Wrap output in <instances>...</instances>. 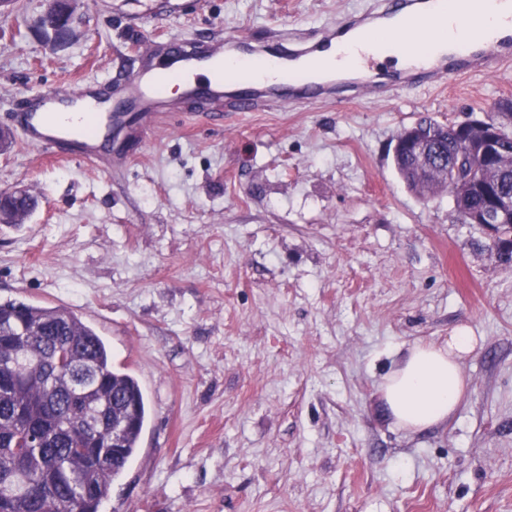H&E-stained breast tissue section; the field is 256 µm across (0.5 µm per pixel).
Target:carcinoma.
Listing matches in <instances>:
<instances>
[{
    "mask_svg": "<svg viewBox=\"0 0 512 512\" xmlns=\"http://www.w3.org/2000/svg\"><path fill=\"white\" fill-rule=\"evenodd\" d=\"M439 161L417 173V157L402 151L394 167L407 187L420 197L448 191L464 216L482 208L476 193L463 200L448 169V155L457 149L446 136L434 144ZM0 362L11 383L0 387V512H98L112 483L124 472L138 447L148 418L145 392L130 373L112 364L106 342L77 315L63 307L37 306L23 300L0 302ZM73 352L69 376L56 372V345ZM131 403L133 424L122 436L121 455L106 465L92 466L73 448L91 442L110 450L112 400ZM29 408L19 421L16 408ZM40 431L36 442L24 430Z\"/></svg>",
    "mask_w": 512,
    "mask_h": 512,
    "instance_id": "cac0c4a2",
    "label": "carcinoma"
}]
</instances>
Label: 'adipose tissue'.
<instances>
[{"instance_id": "ef3b65f1", "label": "adipose tissue", "mask_w": 512, "mask_h": 512, "mask_svg": "<svg viewBox=\"0 0 512 512\" xmlns=\"http://www.w3.org/2000/svg\"><path fill=\"white\" fill-rule=\"evenodd\" d=\"M475 346V338L461 328L445 342H414L397 350L378 387L393 425L420 433L446 424L467 394L464 362Z\"/></svg>"}]
</instances>
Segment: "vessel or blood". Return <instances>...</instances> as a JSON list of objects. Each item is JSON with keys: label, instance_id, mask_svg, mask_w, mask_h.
<instances>
[{"label": "vessel or blood", "instance_id": "1", "mask_svg": "<svg viewBox=\"0 0 512 512\" xmlns=\"http://www.w3.org/2000/svg\"><path fill=\"white\" fill-rule=\"evenodd\" d=\"M499 2L374 0L363 12L319 27H284L257 43L228 34L199 48L176 42L162 52L151 45L146 65L129 72L119 89L92 81L35 95L20 129L31 145L102 165L110 157L109 125L128 120L123 106L144 118L176 108L165 95L168 79L182 83L185 96L212 102L210 115L220 122L228 112L332 102L341 89L352 99L385 101L416 84L497 76L512 68V15H499ZM437 26L455 33L440 58L424 43ZM380 30L399 55L373 44Z\"/></svg>", "mask_w": 512, "mask_h": 512}]
</instances>
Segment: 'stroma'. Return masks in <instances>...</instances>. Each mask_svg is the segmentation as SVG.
Returning a JSON list of instances; mask_svg holds the SVG:
<instances>
[{"mask_svg":"<svg viewBox=\"0 0 512 512\" xmlns=\"http://www.w3.org/2000/svg\"><path fill=\"white\" fill-rule=\"evenodd\" d=\"M367 0H81L51 48L44 0L0 12V190L40 200L0 224V302L65 307L103 336L149 406L99 512H512V267L447 193L397 174L404 126L497 118L512 69L390 102L285 106L211 122L195 104L112 163L28 145L23 97L111 83L150 42L323 24ZM476 336L447 426L392 425V351Z\"/></svg>","mask_w":512,"mask_h":512,"instance_id":"1","label":"stroma"}]
</instances>
